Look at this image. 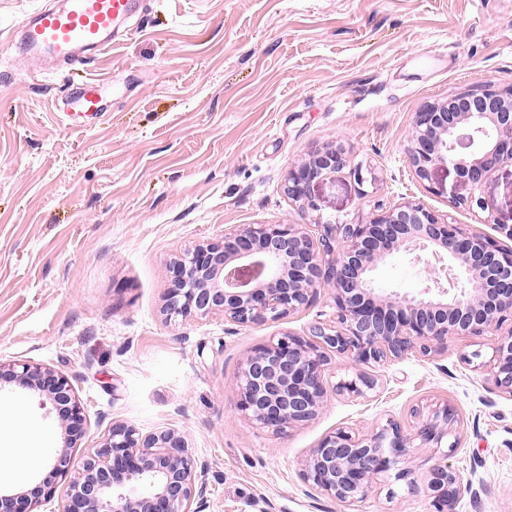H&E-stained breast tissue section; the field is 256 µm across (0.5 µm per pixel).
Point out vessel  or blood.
<instances>
[{
  "mask_svg": "<svg viewBox=\"0 0 512 512\" xmlns=\"http://www.w3.org/2000/svg\"><path fill=\"white\" fill-rule=\"evenodd\" d=\"M144 0H65L62 7L36 11L19 27V43L29 55L42 58L48 70L69 71L86 64V52L111 47L118 30L141 12ZM106 82L89 78L76 88L73 110L96 116Z\"/></svg>",
  "mask_w": 512,
  "mask_h": 512,
  "instance_id": "1",
  "label": "vessel or blood"
}]
</instances>
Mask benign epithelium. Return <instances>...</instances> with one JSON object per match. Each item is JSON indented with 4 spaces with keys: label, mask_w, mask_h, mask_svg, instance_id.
Instances as JSON below:
<instances>
[{
    "label": "benign epithelium",
    "mask_w": 512,
    "mask_h": 512,
    "mask_svg": "<svg viewBox=\"0 0 512 512\" xmlns=\"http://www.w3.org/2000/svg\"><path fill=\"white\" fill-rule=\"evenodd\" d=\"M407 155L421 182L452 166L469 188L465 197H450L452 207L484 208L476 192L512 163V87L479 82L426 102L415 113ZM351 162L341 144L314 151L288 171L283 192L310 214L319 209L315 185L346 167L358 185L375 184L371 170ZM400 249L427 250L437 261L425 262V287L414 296L375 293L369 274ZM326 288L333 290L336 325L317 321L305 337L282 333L253 348L241 367L238 409L259 426L282 433L315 418L333 391L362 396L373 389L361 373L329 384L332 353L369 366L409 353L440 354L452 336L472 338L477 349L465 360L489 367L494 386L512 396V247L420 201L379 206L364 224H323L316 238L304 224H248L203 241L173 261L162 313L183 320L221 316L238 325L278 321L310 306ZM498 334L483 360V337ZM7 385L51 404L64 429L49 477L31 490L0 486V512H39L54 498L55 480L74 468L85 409L71 379L41 364L0 363V390ZM413 415L411 438L392 421L369 436L346 430L326 436L310 449L304 480L346 506L362 501L380 475L396 468L411 440L439 448L454 432L455 411L447 404ZM207 469L179 433L143 434L114 422L102 445L81 460L62 512H204ZM428 489L435 512H456L463 492L478 494L446 463L432 469Z\"/></svg>",
    "instance_id": "obj_1"
}]
</instances>
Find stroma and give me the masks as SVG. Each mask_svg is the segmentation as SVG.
<instances>
[{
  "label": "stroma",
  "mask_w": 512,
  "mask_h": 512,
  "mask_svg": "<svg viewBox=\"0 0 512 512\" xmlns=\"http://www.w3.org/2000/svg\"><path fill=\"white\" fill-rule=\"evenodd\" d=\"M62 0H0V362L38 363L72 380L88 417L75 458L124 422L175 430L206 461L205 512H434L427 476L448 463L480 484L457 512H512V396L489 368L465 360L456 336L441 354L366 368V395L330 394L307 423L275 433L237 408L247 353L334 320L329 292L277 321L240 326L216 316L167 319L169 262L243 224H306L283 183L311 152L345 145L371 167L361 193L348 170L316 184L323 219L361 224L377 205L408 199L492 233L512 225V165L481 189L484 209L452 167L419 184L406 152L415 112L480 81L512 86V0H146L88 73L109 79L99 119L58 123L65 74L36 75L13 34L28 14ZM424 264L400 251L372 273L376 293L418 292ZM8 431L30 435L39 468L0 483L48 476L62 446L57 413L0 391ZM450 405L459 446L408 448L397 467L343 508L302 476L327 435L368 434L413 409Z\"/></svg>",
  "instance_id": "obj_1"
}]
</instances>
